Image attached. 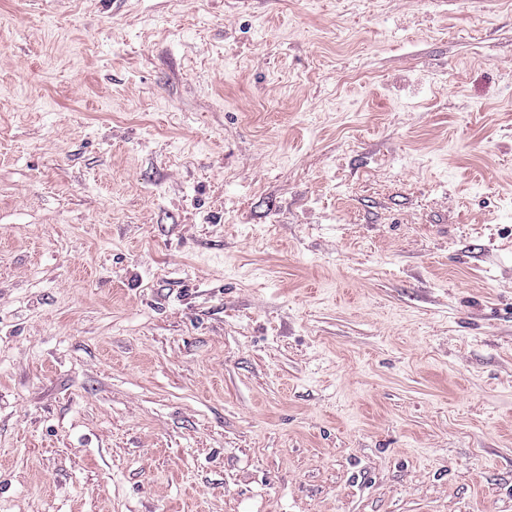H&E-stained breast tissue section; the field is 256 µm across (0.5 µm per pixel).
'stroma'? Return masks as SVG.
Returning a JSON list of instances; mask_svg holds the SVG:
<instances>
[{
  "label": "stroma",
  "mask_w": 512,
  "mask_h": 512,
  "mask_svg": "<svg viewBox=\"0 0 512 512\" xmlns=\"http://www.w3.org/2000/svg\"><path fill=\"white\" fill-rule=\"evenodd\" d=\"M0 512H512V0H0Z\"/></svg>",
  "instance_id": "35a3bbf8"
}]
</instances>
